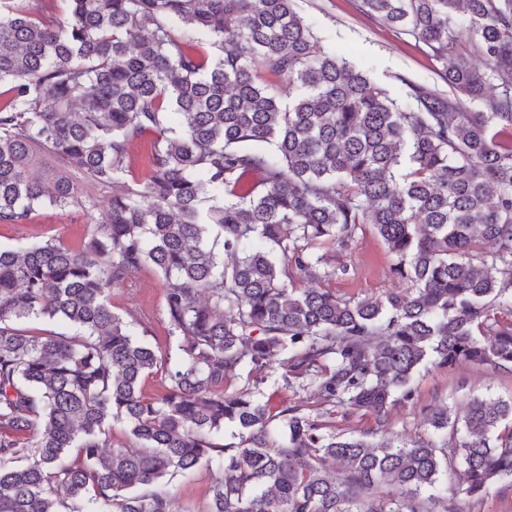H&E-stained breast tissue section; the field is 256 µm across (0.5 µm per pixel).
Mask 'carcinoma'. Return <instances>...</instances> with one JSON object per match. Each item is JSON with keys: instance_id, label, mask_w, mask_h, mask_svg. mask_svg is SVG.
Masks as SVG:
<instances>
[{"instance_id": "carcinoma-1", "label": "carcinoma", "mask_w": 512, "mask_h": 512, "mask_svg": "<svg viewBox=\"0 0 512 512\" xmlns=\"http://www.w3.org/2000/svg\"><path fill=\"white\" fill-rule=\"evenodd\" d=\"M359 8L487 110L405 77L392 97L322 49L293 0H0V224L91 214L78 178L110 193L81 245L0 247V512H172L169 483L202 463L210 512H434L456 458L469 498L512 478L511 401L429 410L449 431L440 448L387 430L429 363L512 370V0ZM460 12L487 73L457 50ZM146 134L149 170L130 180ZM360 224L406 287L353 301L289 285L335 279L315 248L348 247ZM142 267L169 283L174 358L112 311ZM276 363L371 412L382 438L323 435L298 408L274 417L224 393ZM160 368L152 399L142 384ZM116 424L131 446L112 445ZM226 424L238 442L217 441Z\"/></svg>"}]
</instances>
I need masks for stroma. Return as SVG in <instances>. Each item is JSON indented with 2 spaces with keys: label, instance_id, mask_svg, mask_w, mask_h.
Wrapping results in <instances>:
<instances>
[{
  "label": "stroma",
  "instance_id": "stroma-1",
  "mask_svg": "<svg viewBox=\"0 0 512 512\" xmlns=\"http://www.w3.org/2000/svg\"><path fill=\"white\" fill-rule=\"evenodd\" d=\"M294 7L310 24L324 50L346 56L390 94H397L403 76L432 85L438 83L441 65L426 54L423 45L398 29L363 15L358 0H294ZM82 190L100 202L92 215L59 216L48 208L39 210L32 223L0 224V246H11L22 236H55L72 246L82 243L93 224L104 218L103 204L108 198L106 191L87 183ZM319 252L329 265L340 269L336 278L326 283L337 297L368 300L401 285L393 273L396 259L373 225H359L348 248L326 243ZM166 288L162 277L145 267L129 273L124 283L113 289L111 299L113 311L132 322L140 338L161 351L168 348ZM413 388V401L392 407L391 430L406 439L420 438L439 445L447 435L428 425L425 413L429 408L444 401L463 403L473 397L512 400V373L465 362L450 368L429 365L416 374ZM224 389L229 394L253 393L273 415L298 408L327 434L371 441L376 438L373 414L346 405L322 404L314 386L286 376L280 367L262 373L239 371L225 381ZM212 478V470L203 465L176 476L170 485L175 512H209Z\"/></svg>",
  "mask_w": 512,
  "mask_h": 512
}]
</instances>
